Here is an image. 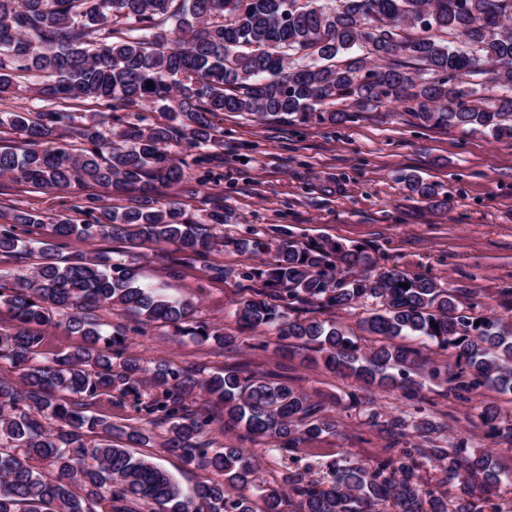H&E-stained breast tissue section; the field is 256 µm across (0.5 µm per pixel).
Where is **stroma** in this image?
I'll return each mask as SVG.
<instances>
[{"instance_id":"1","label":"stroma","mask_w":512,"mask_h":512,"mask_svg":"<svg viewBox=\"0 0 512 512\" xmlns=\"http://www.w3.org/2000/svg\"><path fill=\"white\" fill-rule=\"evenodd\" d=\"M209 151L216 159L211 167L195 168L194 192L160 185L154 194L199 215L209 210L210 199L223 198L230 215L225 236L247 238L258 229L273 243L329 239L357 246L379 265L467 288L471 303L492 301L502 289L512 288V137L422 127L403 105L394 103L356 113L339 125L315 119L290 124L228 112ZM403 173L437 183L438 202L412 197L399 179ZM91 191L88 185L59 192L0 178V224L11 223L20 210H36L52 219L69 214L71 205ZM135 251L143 257L144 278L174 296L192 299L196 319L235 336L236 347L201 344L163 325L137 333L132 314L119 308L102 312L105 322L131 327L128 354L163 359L201 377L238 364L259 373L274 369L276 334L266 333V347H257L234 317L243 295V274L257 265V258L227 250L216 256L229 270L225 279H210L197 266L173 279L157 257V245L143 242ZM288 375L335 417L334 433L287 454L237 432L217 427L211 432L218 443L255 452L257 483L264 487L283 486L295 465L307 470L309 478L325 481L335 460L348 456L370 462L385 446L370 425L372 415L385 418L408 407L399 391L363 387L299 357L289 361ZM419 381L427 415L444 426L439 447L463 438L468 455L495 451L508 480L481 493L512 499V449L489 436L480 419L482 408L491 404L501 418L512 420V395L482 388L463 404L449 396L442 380L424 374Z\"/></svg>"}]
</instances>
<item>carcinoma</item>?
<instances>
[{"label":"carcinoma","instance_id":"obj_1","mask_svg":"<svg viewBox=\"0 0 512 512\" xmlns=\"http://www.w3.org/2000/svg\"><path fill=\"white\" fill-rule=\"evenodd\" d=\"M22 73L39 78L34 91L50 109L0 116V132L17 135L0 148V177L56 190L95 185L109 197L81 198L74 209L83 219L59 218L47 235V217L37 211L0 225V255L34 261L10 286L0 283V304L13 321L0 328V359L17 372L0 377V512H282L279 489H264L260 508L246 494L257 474L254 456L208 439L215 416L191 407L197 390L224 408V429L282 451L336 429L323 405L284 375L227 366L200 378L166 360L127 356L126 329H105L95 312L117 306L142 326L163 324L220 348L232 338L196 320L191 301L145 283L139 257L115 262L108 252L80 249L60 255L72 242L172 246L179 257L169 261V275L201 262L215 280L225 269L211 253L227 247L264 255L244 273L256 287L234 311L242 328L273 327L281 339L314 345L329 372L408 398L416 394L415 351L394 339L424 338L457 350L458 369H448L444 381L458 401L479 388L512 393L511 316L463 302L459 288L380 267L356 246L226 238L224 199H214L200 221L143 190L192 181L173 148L209 146L226 112L336 124L399 102L421 126L512 137V0H0V93ZM487 74L489 95L475 81ZM80 99L115 111L157 107L167 121L114 139L106 122H79L60 108ZM63 126L73 141L57 142ZM407 185L424 201L439 195L416 177ZM369 300L377 308L360 322L374 339L367 351L336 322L313 316ZM56 316L84 344L50 358L38 328ZM114 393L165 428L161 447L211 477L186 494L168 471L135 455L130 447L149 445L150 434L89 413ZM484 420L491 435L512 441V423L491 410ZM373 427L402 445L398 453L371 464L336 461L327 484L289 471L297 512H507L501 502L450 501L424 488L423 449L405 441L440 431L424 409ZM466 452L461 438L427 457L441 484L499 480L493 455Z\"/></svg>","mask_w":512,"mask_h":512}]
</instances>
